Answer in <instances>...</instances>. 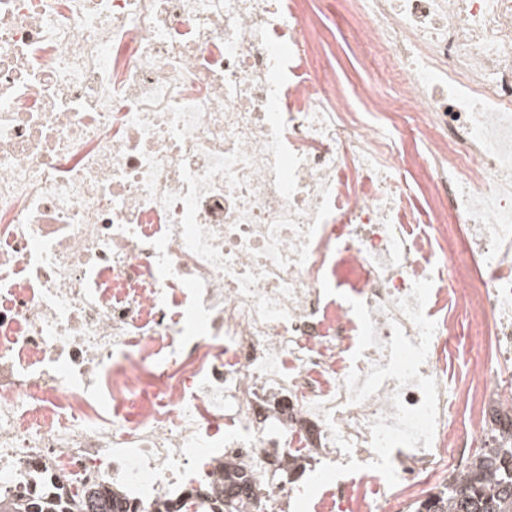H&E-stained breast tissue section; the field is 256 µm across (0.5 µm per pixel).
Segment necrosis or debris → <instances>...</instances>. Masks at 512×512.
Here are the masks:
<instances>
[{"instance_id": "necrosis-or-debris-1", "label": "necrosis or debris", "mask_w": 512, "mask_h": 512, "mask_svg": "<svg viewBox=\"0 0 512 512\" xmlns=\"http://www.w3.org/2000/svg\"><path fill=\"white\" fill-rule=\"evenodd\" d=\"M344 8L378 62L340 95L303 0H0V497L150 502L228 460L286 502L271 466L372 462L391 394L422 393L349 403L390 353L353 359L348 301L414 341L396 302L427 277L432 446L322 512H408L512 408V0ZM465 330L490 347L461 390Z\"/></svg>"}]
</instances>
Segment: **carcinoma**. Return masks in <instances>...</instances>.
Instances as JSON below:
<instances>
[{
  "label": "carcinoma",
  "instance_id": "obj_1",
  "mask_svg": "<svg viewBox=\"0 0 512 512\" xmlns=\"http://www.w3.org/2000/svg\"><path fill=\"white\" fill-rule=\"evenodd\" d=\"M496 439L493 447L479 448L468 468L414 502L411 512H512V410L493 415ZM208 496L201 500L202 512H265L262 498L255 493L253 478L243 468H229L222 478L203 487ZM78 512H183L180 498L158 499L149 510L135 499L105 485L89 487L77 495ZM65 487L49 483L45 494L31 498L15 494L0 498V512H72Z\"/></svg>",
  "mask_w": 512,
  "mask_h": 512
}]
</instances>
